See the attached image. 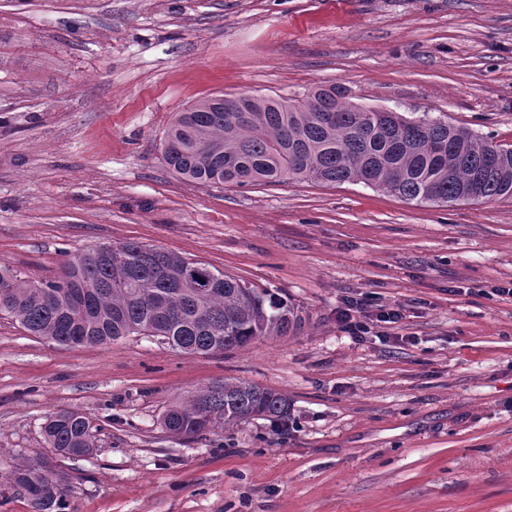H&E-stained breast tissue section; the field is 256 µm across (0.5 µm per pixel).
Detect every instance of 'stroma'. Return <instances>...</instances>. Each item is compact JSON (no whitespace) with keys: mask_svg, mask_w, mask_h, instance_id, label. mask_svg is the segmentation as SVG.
<instances>
[{"mask_svg":"<svg viewBox=\"0 0 512 512\" xmlns=\"http://www.w3.org/2000/svg\"><path fill=\"white\" fill-rule=\"evenodd\" d=\"M317 83L512 146V0H0V267L50 280L136 241L277 290L301 319L189 355L151 336L63 346L0 318V512H32L5 475L37 453L64 477L62 512H512V200L206 186L165 165L196 101ZM350 298L403 317L352 336ZM227 379L286 394L287 431L162 428ZM63 410L97 425L93 454L47 448Z\"/></svg>","mask_w":512,"mask_h":512,"instance_id":"35a3bbf8","label":"stroma"}]
</instances>
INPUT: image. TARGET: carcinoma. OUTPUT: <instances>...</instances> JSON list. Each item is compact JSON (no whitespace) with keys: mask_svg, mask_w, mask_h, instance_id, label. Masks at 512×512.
I'll return each instance as SVG.
<instances>
[{"mask_svg":"<svg viewBox=\"0 0 512 512\" xmlns=\"http://www.w3.org/2000/svg\"><path fill=\"white\" fill-rule=\"evenodd\" d=\"M240 112L211 96L176 114L163 147L167 167L199 185L247 187L290 179L318 184L359 182L407 201L448 204L512 199V146L469 129L422 118L407 137L409 119L386 124L361 112L339 84L317 85L285 104L238 96ZM192 261L178 253L123 241L92 247L68 260L53 280L33 281L0 267V315L31 335L65 346H110L147 327L185 354L241 349L259 338L288 335L298 321L288 301L224 275L207 292ZM288 396L246 382L212 383L172 404L162 427L192 438L217 424L253 417L285 419ZM48 447L84 456L96 448V428L81 413H52L42 427ZM9 486L32 512H61L65 491L48 458L35 455L7 473Z\"/></svg>","mask_w":512,"mask_h":512,"instance_id":"obj_1","label":"carcinoma"}]
</instances>
